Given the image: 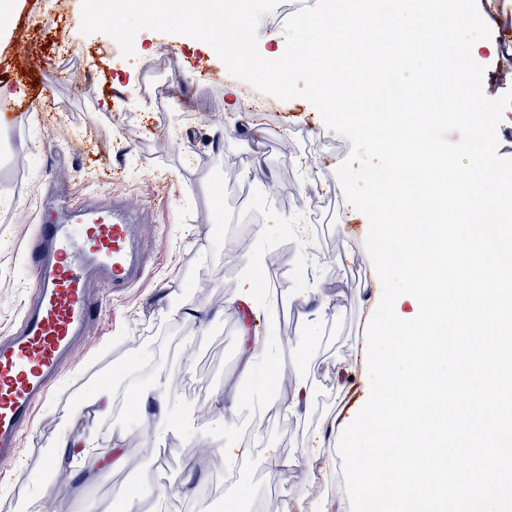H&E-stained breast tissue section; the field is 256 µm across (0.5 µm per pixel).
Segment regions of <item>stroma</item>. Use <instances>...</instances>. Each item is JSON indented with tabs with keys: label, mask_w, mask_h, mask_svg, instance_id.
I'll list each match as a JSON object with an SVG mask.
<instances>
[{
	"label": "stroma",
	"mask_w": 512,
	"mask_h": 512,
	"mask_svg": "<svg viewBox=\"0 0 512 512\" xmlns=\"http://www.w3.org/2000/svg\"><path fill=\"white\" fill-rule=\"evenodd\" d=\"M10 25L0 26V83L19 89L35 108L18 113L19 142L0 167V336L12 333L31 297L33 274L23 249L35 225L66 217L78 201L98 207L118 200L137 206L145 274L114 297L85 342L74 351L22 436L17 464L0 469V512H44L51 452L62 436L93 438L97 448L120 447L124 465L88 476L77 464L66 479L73 492L55 512H113L115 493L141 488L142 512H224L225 498L263 512H310L312 504L343 497V430L367 393L360 355L381 286L365 247L367 226L351 213L336 169L349 141L328 130L307 100L264 94L232 76L206 43L143 30L135 57L123 56L102 33L82 34V0H12ZM283 0L258 28L261 55L278 51L277 36L302 6ZM61 18L63 51L45 18ZM25 44L30 68L17 70L14 51ZM79 80H71V72ZM240 86L239 110H224V92ZM315 181H308V174ZM226 198L213 195V186ZM319 224L313 251L295 236L296 221ZM225 224H247L244 263L224 262ZM294 257L276 264L282 249ZM249 290L256 308L227 303L225 284ZM275 291L279 300L268 299ZM207 312V320L194 310ZM278 337L281 378L304 377L312 387L305 412L267 417L268 397L245 372L244 335ZM134 366L145 384L168 381L178 407L191 410L193 431L156 438L154 421L132 412L113 386L112 413L79 408L77 391L90 376ZM224 397L216 416L212 400ZM320 444L314 460L307 448ZM295 458L289 468L265 466L268 454ZM235 456L234 479L221 497L200 501L198 488ZM200 457L201 471L182 461ZM179 493L159 497L150 472Z\"/></svg>",
	"instance_id": "35a3bbf8"
}]
</instances>
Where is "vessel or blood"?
<instances>
[{"label":"vessel or blood","instance_id":"vessel-or-blood-1","mask_svg":"<svg viewBox=\"0 0 512 512\" xmlns=\"http://www.w3.org/2000/svg\"><path fill=\"white\" fill-rule=\"evenodd\" d=\"M136 227L101 208L78 224L36 227L26 261L36 275L21 326L0 340V464L14 462L20 435L34 420L77 342L98 311L92 281L119 293L143 275Z\"/></svg>","mask_w":512,"mask_h":512}]
</instances>
